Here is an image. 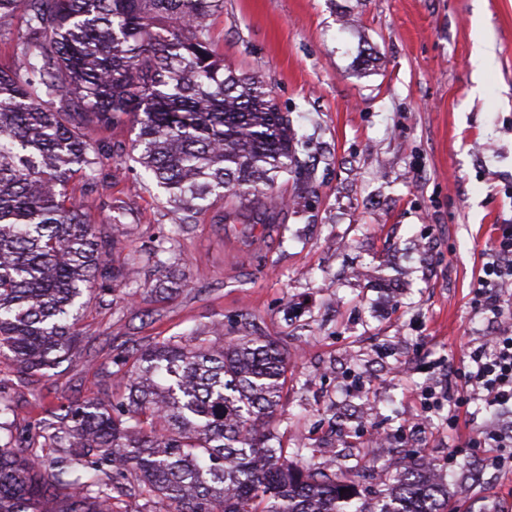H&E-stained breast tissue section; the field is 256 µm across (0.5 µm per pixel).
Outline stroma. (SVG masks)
Returning <instances> with one entry per match:
<instances>
[{
    "label": "stroma",
    "mask_w": 512,
    "mask_h": 512,
    "mask_svg": "<svg viewBox=\"0 0 512 512\" xmlns=\"http://www.w3.org/2000/svg\"><path fill=\"white\" fill-rule=\"evenodd\" d=\"M212 36L267 82L304 169L278 179L285 204L267 224L225 218L220 202L173 223L163 189L119 156L95 194L74 178L96 221L127 210L113 264L172 237L182 287L159 296L142 271L133 304L91 298L70 361L48 374L0 357L18 423L121 395L118 356L219 328L287 352L275 433L290 463L330 464L364 491L429 461L457 512H512V475L468 444L496 408L472 403L454 426L423 407L492 330L472 296L495 225L512 224V0H224Z\"/></svg>",
    "instance_id": "obj_1"
}]
</instances>
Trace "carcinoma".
<instances>
[{
  "mask_svg": "<svg viewBox=\"0 0 512 512\" xmlns=\"http://www.w3.org/2000/svg\"><path fill=\"white\" fill-rule=\"evenodd\" d=\"M224 0H0V350L21 371L65 361L98 289L114 295L136 272L110 255L121 244L69 193L99 179L95 134L130 123L128 158L152 174L175 213L215 197L266 215L278 177L298 163L295 132L257 76L236 74L211 42ZM144 261L170 282L173 247ZM126 395L70 401L52 422L19 430L0 383V512H112L100 473L133 469L157 512H449L432 463L402 465L375 496L329 467L287 463L269 427L287 361L261 336L218 348L170 337L123 356ZM54 452L27 454L45 430Z\"/></svg>",
  "mask_w": 512,
  "mask_h": 512,
  "instance_id": "carcinoma-1",
  "label": "carcinoma"
}]
</instances>
